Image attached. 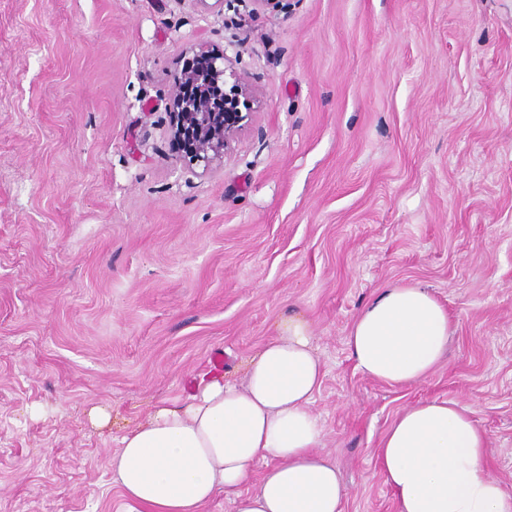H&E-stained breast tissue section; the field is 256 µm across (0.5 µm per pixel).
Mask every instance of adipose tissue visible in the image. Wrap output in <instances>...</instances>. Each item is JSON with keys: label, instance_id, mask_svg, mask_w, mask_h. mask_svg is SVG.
<instances>
[{"label": "adipose tissue", "instance_id": "ef3b65f1", "mask_svg": "<svg viewBox=\"0 0 512 512\" xmlns=\"http://www.w3.org/2000/svg\"><path fill=\"white\" fill-rule=\"evenodd\" d=\"M447 309L418 283L383 288L359 313L347 346L365 375L395 386L424 381L446 354ZM309 319L282 317L245 361L242 383L215 376L179 402L159 401L120 438L112 477L123 512H202L216 490L232 512H344L336 466L318 448L311 405L324 366ZM488 440L469 408L423 400L384 434L378 459L399 512H512V494L485 465ZM266 468L247 491L256 462Z\"/></svg>", "mask_w": 512, "mask_h": 512}]
</instances>
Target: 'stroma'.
Listing matches in <instances>:
<instances>
[{
  "label": "stroma",
  "instance_id": "stroma-1",
  "mask_svg": "<svg viewBox=\"0 0 512 512\" xmlns=\"http://www.w3.org/2000/svg\"><path fill=\"white\" fill-rule=\"evenodd\" d=\"M201 44L255 97L207 167L168 110ZM404 282L454 333L393 387L346 337ZM291 310L344 512H397L377 448L427 399L473 410L512 493V0H0V512H122L125 428L213 353L242 380Z\"/></svg>",
  "mask_w": 512,
  "mask_h": 512
}]
</instances>
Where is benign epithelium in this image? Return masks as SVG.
<instances>
[{
    "instance_id": "obj_1",
    "label": "benign epithelium",
    "mask_w": 512,
    "mask_h": 512,
    "mask_svg": "<svg viewBox=\"0 0 512 512\" xmlns=\"http://www.w3.org/2000/svg\"><path fill=\"white\" fill-rule=\"evenodd\" d=\"M183 87L172 93L173 137L193 162L221 158L250 108L252 85L226 64L222 54L203 48L184 73Z\"/></svg>"
}]
</instances>
